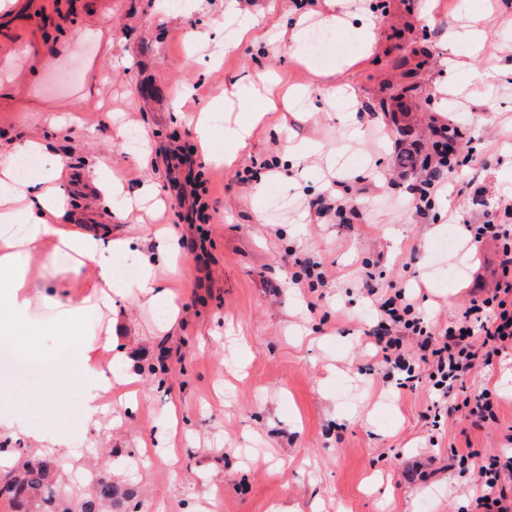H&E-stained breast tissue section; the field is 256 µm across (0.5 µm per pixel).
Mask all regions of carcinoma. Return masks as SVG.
<instances>
[{
    "label": "carcinoma",
    "instance_id": "1",
    "mask_svg": "<svg viewBox=\"0 0 512 512\" xmlns=\"http://www.w3.org/2000/svg\"><path fill=\"white\" fill-rule=\"evenodd\" d=\"M0 494L7 495L17 507L24 508V512H67L57 497L50 471L29 460H18L0 486ZM114 495L112 480L100 478L92 494L79 501V512H101L105 504L112 502Z\"/></svg>",
    "mask_w": 512,
    "mask_h": 512
}]
</instances>
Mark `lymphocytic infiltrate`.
<instances>
[{
    "instance_id": "obj_1",
    "label": "lymphocytic infiltrate",
    "mask_w": 512,
    "mask_h": 512,
    "mask_svg": "<svg viewBox=\"0 0 512 512\" xmlns=\"http://www.w3.org/2000/svg\"><path fill=\"white\" fill-rule=\"evenodd\" d=\"M458 165L456 155L443 153L440 146L421 162L424 180L413 200L418 213L433 206L432 196L448 190ZM501 246V276L491 296L473 298L454 321L438 325L417 312L413 298L405 288L385 295L373 280H365L364 293L373 311L374 326L369 333L372 358L392 371L396 387L430 384L433 407L460 411L457 398L479 361L512 349V196L500 197L483 224L472 235L473 242L483 238ZM482 330L481 345H474L475 330ZM413 337L415 352L403 348L404 337ZM512 476V456L488 458L478 470L480 493L474 500V512H512V486L502 475Z\"/></svg>"
}]
</instances>
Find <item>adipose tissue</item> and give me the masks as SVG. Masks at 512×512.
<instances>
[{
    "label": "adipose tissue",
    "mask_w": 512,
    "mask_h": 512,
    "mask_svg": "<svg viewBox=\"0 0 512 512\" xmlns=\"http://www.w3.org/2000/svg\"><path fill=\"white\" fill-rule=\"evenodd\" d=\"M45 146L34 139L0 147V334L18 337V345L32 352L33 302L37 286L28 276L31 264H47L58 256L85 259L92 270L83 290L65 299H52L59 309L61 337L76 349L73 370L64 381L73 386L80 399L84 427L97 426L107 413L106 396L112 388V367L124 363V350L111 343L83 336L85 314L96 310L104 319L101 332L111 335L110 319L125 299V285L116 277L113 261L128 254L132 239L113 237L108 227L91 231L73 228L72 202L64 183L71 169L66 160L45 163L36 177L22 180L16 172L17 160L26 154H45ZM59 377L47 378L33 393L40 410L53 417V391Z\"/></svg>",
    "instance_id": "ef3b65f1"
}]
</instances>
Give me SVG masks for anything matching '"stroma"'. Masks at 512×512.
I'll list each match as a JSON object with an SVG mask.
<instances>
[{
    "label": "stroma",
    "instance_id": "obj_1",
    "mask_svg": "<svg viewBox=\"0 0 512 512\" xmlns=\"http://www.w3.org/2000/svg\"><path fill=\"white\" fill-rule=\"evenodd\" d=\"M159 0H14L0 11V56L44 47L39 73L19 66L0 94V143L43 140L68 160L84 226H111L138 250L178 245L170 274L179 313L169 331L138 288L121 305L115 339L126 346L123 373L136 376L130 401L113 405L96 428L70 429L83 455L62 466L54 449L0 426V443L23 449L52 471L69 500L91 488L100 455L111 454L113 484L132 491L112 512H472L483 459L512 453V351L477 369L467 392H488L496 421L435 416L428 383L394 388L370 355L373 318L362 290L365 272L382 287L407 285L429 316L455 319L475 287L494 288L501 269L495 242L460 244L461 222L479 223L498 196L512 193V0H348L350 22L372 12L375 44L321 64L284 52L297 21L322 25L327 0H239L260 19L251 37L234 33L229 0H198L174 16ZM482 17L485 48L450 46V31ZM104 26L111 43L65 55V33ZM208 33L205 42L194 41ZM357 97L333 95L335 69ZM474 68L496 71L487 86ZM269 73L278 98L302 95L259 126L246 148L230 136L251 96L225 106L231 85L249 88ZM222 109L217 151L233 166L205 161L191 113ZM458 130L466 166L459 191L440 194L428 218L411 207L418 172L400 155L432 149L442 125ZM149 134L147 163L132 159L123 132ZM109 166L129 192L152 182L160 212L133 219L102 209L87 167ZM202 173L209 223H190L187 171ZM347 197L346 218L312 216L330 181ZM207 236L204 255L187 241ZM452 248L437 249L444 238ZM327 279L311 292L303 263ZM49 295L87 281L68 259L33 265ZM177 420V466L156 436ZM475 455L460 460L459 449Z\"/></svg>",
    "mask_w": 512,
    "mask_h": 512
}]
</instances>
